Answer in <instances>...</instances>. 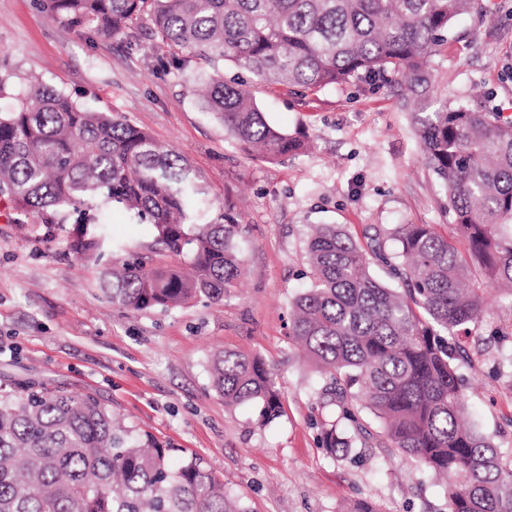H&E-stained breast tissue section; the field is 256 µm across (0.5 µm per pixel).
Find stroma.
Instances as JSON below:
<instances>
[{
    "label": "stroma",
    "instance_id": "stroma-1",
    "mask_svg": "<svg viewBox=\"0 0 512 512\" xmlns=\"http://www.w3.org/2000/svg\"><path fill=\"white\" fill-rule=\"evenodd\" d=\"M457 17L436 59L449 102L491 99L512 120V0H480ZM41 82L78 104L111 112L179 153L214 209L241 227L244 274L224 301L131 313L101 289L114 260L151 265L181 259L156 244L150 225L110 210L108 245L77 260L76 226L63 211L15 209L0 223V384L31 379L96 393L134 432L174 447V461L202 459L248 512H351L361 499L377 512H447L440 480L419 465L366 447L358 462L331 460L319 444L329 414L319 378L288 338V310L310 268L312 225H341L363 247L379 230L390 256L399 224L452 218L438 178L426 165L406 82L361 81L303 98L254 85L266 118L302 130L311 148L271 163L245 151L189 85L150 31L128 48L94 30L76 34L48 19L37 0H0V113ZM457 361L465 418L512 448V300L489 295ZM216 351L261 357L283 393V413L260 424L255 406L225 407L212 388Z\"/></svg>",
    "mask_w": 512,
    "mask_h": 512
}]
</instances>
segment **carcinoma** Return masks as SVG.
<instances>
[{"label": "carcinoma", "mask_w": 512, "mask_h": 512, "mask_svg": "<svg viewBox=\"0 0 512 512\" xmlns=\"http://www.w3.org/2000/svg\"><path fill=\"white\" fill-rule=\"evenodd\" d=\"M78 33L136 41L149 24L181 55L201 104L224 130L269 162L301 153L308 135L269 123L250 86L224 79V62L268 86L306 96L364 79L407 76L427 166L448 198L456 236L433 224L392 231L402 264L376 245L365 252L342 227L320 224L308 242L311 281L291 304L288 338L320 375L336 417L322 429L335 460L357 444L387 448L447 482L448 512H512V451L462 423L465 396L449 339L480 317L487 287L512 296V121L480 104L453 105L433 79L454 19L476 0H38ZM0 197L44 213L78 214L73 253L100 250L92 203L150 219L177 267L117 260L105 273L112 302L133 313L237 287L240 225L212 205L182 156L144 129L33 83L0 113ZM408 283L377 280L370 261ZM483 287L468 284L473 271ZM210 378L224 405L253 404L264 422L281 415L274 374L257 356L219 351ZM372 413L381 428L361 417ZM172 449L136 435L94 394L32 383L0 390V512H247L201 459L171 465Z\"/></svg>", "instance_id": "carcinoma-1"}]
</instances>
